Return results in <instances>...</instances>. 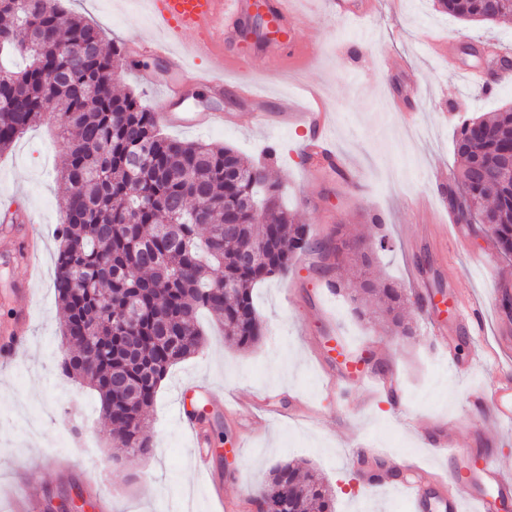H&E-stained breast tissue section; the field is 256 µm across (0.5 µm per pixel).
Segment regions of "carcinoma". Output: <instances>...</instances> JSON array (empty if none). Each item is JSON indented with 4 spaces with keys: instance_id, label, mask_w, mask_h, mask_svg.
<instances>
[{
    "instance_id": "carcinoma-1",
    "label": "carcinoma",
    "mask_w": 512,
    "mask_h": 512,
    "mask_svg": "<svg viewBox=\"0 0 512 512\" xmlns=\"http://www.w3.org/2000/svg\"><path fill=\"white\" fill-rule=\"evenodd\" d=\"M465 22L492 26L512 15V0H436ZM21 56L16 70L9 61ZM123 45L103 47L100 31L67 11L63 0H0V153L52 106L67 144L64 219L54 288L64 314L65 377L86 382L112 423L111 438L135 461L152 453L146 408L169 368L203 345L198 316L208 313L224 336L249 348L263 336L254 287L288 271L294 255L321 262L349 259L362 269L377 241L318 240L278 204L280 185L263 166H248L228 146L163 135L158 113L129 92L112 94L124 66ZM461 167L448 186L459 223L475 222L512 255V178L485 192L512 152V106L465 119L455 140ZM236 210L238 231L224 234V211ZM269 215L259 224L256 210ZM351 291L375 298L374 321L406 335L404 289L365 276ZM167 335L159 339V317ZM279 512H333L330 489L304 463L280 462L255 491Z\"/></svg>"
}]
</instances>
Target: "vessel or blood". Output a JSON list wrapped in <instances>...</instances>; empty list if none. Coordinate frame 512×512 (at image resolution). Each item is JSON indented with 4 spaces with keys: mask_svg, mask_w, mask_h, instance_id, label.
Masks as SVG:
<instances>
[{
    "mask_svg": "<svg viewBox=\"0 0 512 512\" xmlns=\"http://www.w3.org/2000/svg\"><path fill=\"white\" fill-rule=\"evenodd\" d=\"M292 0H151L152 16L158 36L136 42L132 51L164 61L174 72L172 82H162L156 72H144V80L162 86L161 117L168 125L185 129H207L223 122L217 112H191L185 107L187 89L195 84L208 85L215 96L224 94L225 68H239L248 56L259 53L273 67L284 63H302L319 55V48L297 42L293 36L296 24L308 22L305 13L291 6ZM338 14L365 18L373 15L378 0H332ZM189 37L186 50H177L174 38ZM210 61L211 72L190 70L188 57ZM278 114L289 124L306 129L307 135L300 153L312 166L327 169L340 176L350 171L333 144L328 114L322 102L304 108L281 101ZM456 320L469 334L482 327V310L465 302L456 304ZM31 328V308L17 307L8 319L0 321V356L15 358L25 344ZM361 386L373 392L397 395L398 386L392 373L374 370L359 373ZM196 395L214 402L216 409L241 405L232 397L219 399L207 384L194 383L181 387L177 398V417L188 423L185 398ZM476 409L482 419L512 423V374L496 375L487 398L477 400ZM192 461L196 470L210 471L212 455L206 434L193 429ZM428 446L440 457L452 460L447 473H423L415 481L394 480L388 472H363L365 485L381 488L396 485L409 512H464L472 506L474 512H512V470L500 467L488 459L484 449L467 448L447 429H436L427 438Z\"/></svg>",
    "mask_w": 512,
    "mask_h": 512,
    "instance_id": "b4317fda",
    "label": "vessel or blood"
}]
</instances>
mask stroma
Here are the masks:
<instances>
[{
  "instance_id": "35a3bbf8",
  "label": "stroma",
  "mask_w": 512,
  "mask_h": 512,
  "mask_svg": "<svg viewBox=\"0 0 512 512\" xmlns=\"http://www.w3.org/2000/svg\"><path fill=\"white\" fill-rule=\"evenodd\" d=\"M67 6L98 26L105 42L128 43L152 37L140 0H66ZM314 19L296 35L320 42L322 54L304 69L302 84L293 70L271 69L260 57L243 71L225 70L224 95L196 89L201 110L236 112L245 103L234 92L241 81L257 85L277 104L283 94L322 95L331 106L330 129L337 150L349 162V177L303 171L298 155L301 130L234 127L218 124L205 131L165 128V135L188 142L233 147L246 162L267 165L281 185L283 204L318 237L345 229L368 239L387 237L372 278L406 285L420 275L430 292L457 295L484 308L476 340H458L461 357L473 344L483 359L462 372L448 364L429 341L425 313L408 300L410 337L392 336L359 319L346 292L330 294L337 280L349 278L345 266L321 270L317 256H300L287 273L253 291L263 337L239 349L224 342L220 326L201 317L205 342L200 352L174 364L147 412L153 452L136 462L112 446L111 426L87 385L64 379L58 362L65 349L62 315L53 288L64 218L57 173L65 158L53 114L29 129L0 154V210L31 212L42 238V275L29 283L15 259L0 260V319L10 315L17 288L28 287L39 300L29 341L17 360L0 367V512H15L20 489L43 504L76 492L94 498L84 467L96 469L110 490L108 512H213L211 483L239 500L240 512H256L251 490L277 463L304 460L328 484L335 512H408L390 489L369 493L352 463L353 439L386 449L387 466L404 457L426 468L442 462L424 443L439 425L474 447L486 449L502 467L512 466V425L479 424L475 399L487 396L493 373H512V313L492 302L512 294V262L494 238L477 227L448 221L446 189L460 160L453 148L464 117H477L512 104V69L492 90L475 87L468 69L483 61L467 40H492L512 51V18L492 27L467 23L439 11L433 0H384L371 20L324 17L323 0H302ZM450 44L451 55L437 53L433 42ZM371 350L381 368L401 383L405 417L387 397L353 386L344 400L329 394L322 361H335L336 342ZM209 384L221 396L247 394L277 408L302 397L314 415L297 421L259 423L250 412L235 418L207 408L213 473L191 464V436L175 413V390L186 382ZM65 412H58V405Z\"/></svg>"
}]
</instances>
